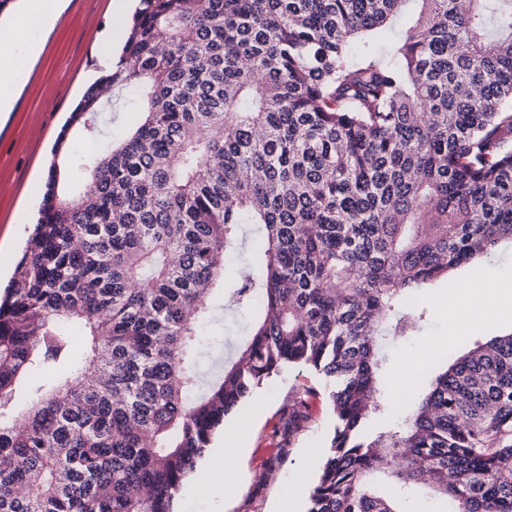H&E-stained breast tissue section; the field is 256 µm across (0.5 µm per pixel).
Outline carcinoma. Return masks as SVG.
I'll return each mask as SVG.
<instances>
[{
	"label": "carcinoma",
	"mask_w": 512,
	"mask_h": 512,
	"mask_svg": "<svg viewBox=\"0 0 512 512\" xmlns=\"http://www.w3.org/2000/svg\"><path fill=\"white\" fill-rule=\"evenodd\" d=\"M102 81L54 154L129 92L140 120L79 156L78 195L50 166L0 296V512H174L226 417L290 367L335 418L306 512H404L416 487L512 512V333L374 426L430 286L512 241V0H139ZM241 224L263 236L228 288ZM216 295L254 318L205 376Z\"/></svg>",
	"instance_id": "1"
}]
</instances>
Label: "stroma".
<instances>
[{"instance_id": "stroma-1", "label": "stroma", "mask_w": 512, "mask_h": 512, "mask_svg": "<svg viewBox=\"0 0 512 512\" xmlns=\"http://www.w3.org/2000/svg\"><path fill=\"white\" fill-rule=\"evenodd\" d=\"M118 0H65L54 27L43 34L44 48L36 60L12 52L8 62L29 70L14 108L0 116V242L21 253L38 210L52 147L73 106L105 70L108 46H123L130 11L117 10ZM512 277V243H502L494 261H477L453 273L451 285L438 284L427 295V322L409 341L389 348V370L410 359L420 345L432 347V361L453 363L475 342L512 332V312L472 328L447 344L449 288L466 289L488 278ZM250 321L249 314L216 322L201 331L202 367L210 369L220 349L218 341H236ZM306 401L298 430L289 431L288 418L297 402ZM235 441L225 444L217 470L235 469L239 480L232 493L216 490L212 477L189 478L175 504L176 512H277L283 487L311 489L332 431V408L323 383L305 368H290L258 389L229 417Z\"/></svg>"}]
</instances>
